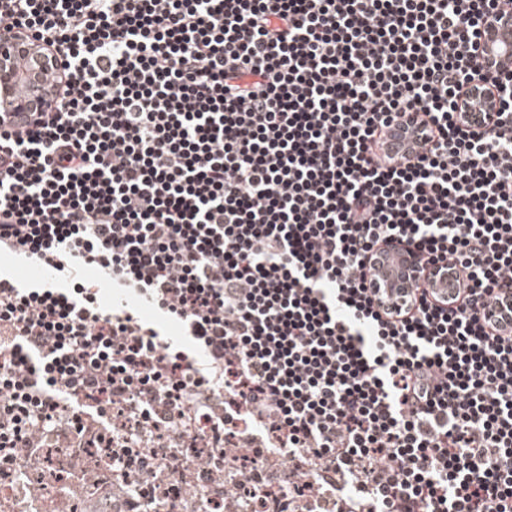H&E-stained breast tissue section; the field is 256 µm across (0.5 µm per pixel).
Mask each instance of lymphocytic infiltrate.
<instances>
[{
    "mask_svg": "<svg viewBox=\"0 0 512 512\" xmlns=\"http://www.w3.org/2000/svg\"><path fill=\"white\" fill-rule=\"evenodd\" d=\"M510 3L0 0L61 71L0 129V254L50 273H0V465L65 452L24 512L90 444L122 512H512ZM391 241L461 293L385 302ZM502 16V13H497L495 15H491L488 17L482 26L479 27L478 35L479 37L475 39V45L478 47V51H480L482 44L489 40V38L496 32L499 28L512 26V12L507 15L505 14L500 21L498 19Z\"/></svg>",
    "mask_w": 512,
    "mask_h": 512,
    "instance_id": "lymphocytic-infiltrate-1",
    "label": "lymphocytic infiltrate"
}]
</instances>
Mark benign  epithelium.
I'll return each mask as SVG.
<instances>
[{"mask_svg": "<svg viewBox=\"0 0 512 512\" xmlns=\"http://www.w3.org/2000/svg\"><path fill=\"white\" fill-rule=\"evenodd\" d=\"M512 26V12L488 17L479 27L476 47H481L499 28ZM32 61L33 90L27 96L18 94L16 88L17 64ZM59 66L54 52L41 50L16 31L0 29V112L10 115L16 112H48L55 106L52 90L42 83V76Z\"/></svg>", "mask_w": 512, "mask_h": 512, "instance_id": "1", "label": "benign epithelium"}]
</instances>
